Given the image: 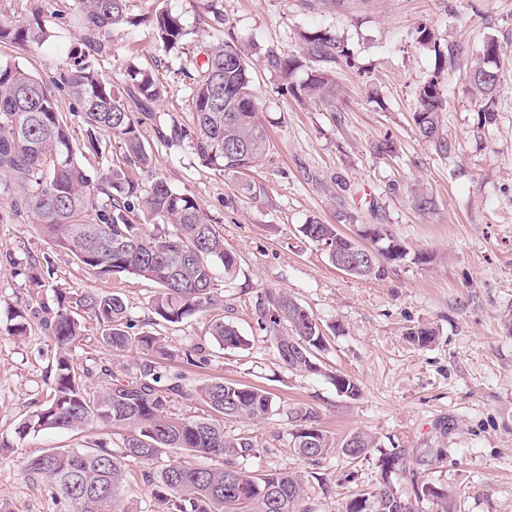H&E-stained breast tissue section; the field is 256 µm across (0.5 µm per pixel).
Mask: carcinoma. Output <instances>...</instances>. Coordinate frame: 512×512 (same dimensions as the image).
<instances>
[{"label": "carcinoma", "mask_w": 512, "mask_h": 512, "mask_svg": "<svg viewBox=\"0 0 512 512\" xmlns=\"http://www.w3.org/2000/svg\"><path fill=\"white\" fill-rule=\"evenodd\" d=\"M75 19L86 33L87 51L60 74L59 88L77 104L82 114L85 142L98 151L99 137L119 138V155L112 160L109 177L93 180L77 157L78 147L66 117L59 111L51 87L16 65H0V197L17 216L35 224L54 247L71 253L85 270L99 277L134 275L158 285L152 297L153 312L163 321L179 323L195 315H208L207 334L222 348L237 349L244 340L237 328L217 314L220 292L217 268L224 282L233 281L236 256L224 248V236L216 222L198 202L157 179L143 188L129 175L148 169L152 154L142 138L146 121L155 119L151 105L162 95L156 75L147 68L129 64L128 85L119 88L104 80L93 63L105 34L127 22L129 0H77ZM166 49L186 36L180 17L162 10L146 18ZM306 57L318 62L348 59V49L328 30L302 34ZM26 45L45 41L41 27L16 23L0 13V42ZM434 71L417 88L415 123L419 133L436 148L450 154L452 141L437 136L440 114L448 95L444 68L454 58L434 49ZM191 86V122L187 128L165 130L153 125L156 140L171 145L188 140L198 158L222 174L241 178L239 190L249 194L256 187L244 180L269 149V139L260 112L249 65L230 40L220 37L203 49ZM304 57V58H306ZM304 58L274 56L271 64L286 80L303 67ZM470 88L479 102L481 123L496 120V96L501 85L497 40H486L469 74ZM334 92L330 74L311 69L296 93L324 101ZM136 111H131L130 106ZM153 221V228L140 222V213ZM372 251L348 275L379 279L386 265L409 255L404 242L378 228ZM303 235L314 243L330 245L328 260L336 263L352 249L353 240L334 224L312 220L302 225ZM53 306L43 308L41 325L55 345L56 373L48 404L26 416L16 434L24 437L42 430L84 431L95 425L122 437L118 453L98 448H47L28 461L27 471L55 489L75 512H114L127 481L130 461L153 462L176 454L155 474L143 473L151 495L162 512H298L304 484L282 470L250 469L248 462L260 457L257 437L228 435L214 417L261 421L273 413L272 394L262 388L227 379H207L194 385L180 373H167L151 362L134 363L128 377L102 368L105 384L94 389L88 379L91 366L77 363L70 355L83 336L85 317L97 321L101 342L112 352L132 345L169 359L177 354L166 349L158 336L133 333L134 324L120 292L54 290ZM311 313L286 292H269L258 304V320L269 332L282 363L290 370L315 372L316 355L327 346L320 330L310 331ZM417 347L432 343L435 332L417 327L407 332ZM336 391L350 398L360 388L352 378L335 375ZM181 398L203 403L211 417H183L171 410ZM292 423L289 447L313 464L327 457L333 443L318 426L319 415L311 407L289 412ZM313 428L315 434L301 432ZM356 447L341 448L348 462L364 460L378 447L365 432L351 434ZM219 457L220 467L203 461ZM381 482L367 491L374 512H416L391 482V474L406 469L403 454L384 453ZM419 501L435 502L445 493L430 482L415 490Z\"/></svg>", "instance_id": "1"}]
</instances>
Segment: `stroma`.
Masks as SVG:
<instances>
[{"instance_id":"stroma-1","label":"stroma","mask_w":512,"mask_h":512,"mask_svg":"<svg viewBox=\"0 0 512 512\" xmlns=\"http://www.w3.org/2000/svg\"><path fill=\"white\" fill-rule=\"evenodd\" d=\"M204 0H130V21L112 31L96 64L112 84L124 85L135 62L155 72L163 95L153 110L164 126H189L190 83L208 37ZM225 39L250 63L270 151L251 174L257 196L241 195L235 180L202 165L188 142L157 144L151 125L143 135L153 155L143 184L161 179L194 196L218 222L224 246L238 260L224 291L221 313L245 347L220 348L197 315L171 324L154 314L153 282L131 275L100 279L71 256L54 250L38 228L0 208V512H74L69 501L28 478V460L47 448L118 447L121 436L103 427L80 432L44 430L18 437L21 419L49 399L55 375L51 341L38 322L12 335L15 310L51 300L53 285L75 291L120 289L131 319L181 352L203 345L209 361L198 368L176 360L189 382L224 378L272 393L277 412L262 422L225 421L230 434L257 436L264 450L255 470L304 476L301 512H341L350 491L380 481V451L405 449L420 479L447 491L439 512H512V0H372L356 10H332L322 0H219ZM180 15L188 35L165 51L143 24L158 10ZM19 23L40 24L42 44L0 43V63L30 70L47 83L85 48L74 0H0ZM435 47L417 41L420 25ZM327 29L344 42L350 61L326 63L336 84L330 104L298 102L269 59L304 55L301 35ZM496 39L503 65L497 120L479 123L469 68L486 39ZM455 47L449 65L447 109L440 134L456 145L441 154L413 120L416 88L432 71L435 50ZM395 145L378 154L383 138ZM432 199L419 210L415 191ZM338 225L355 238L376 224L430 263L407 259L384 278L357 279L336 269L301 233L310 220ZM48 258V287L32 291L17 267L28 257ZM286 291L317 319L328 347L319 373L293 371L258 325L256 307L269 291ZM425 326L432 344L411 345L406 332ZM361 388L337 394L333 375ZM317 411L334 443L356 431L373 436L377 450L347 463L333 451L312 465L289 446V409Z\"/></svg>"}]
</instances>
